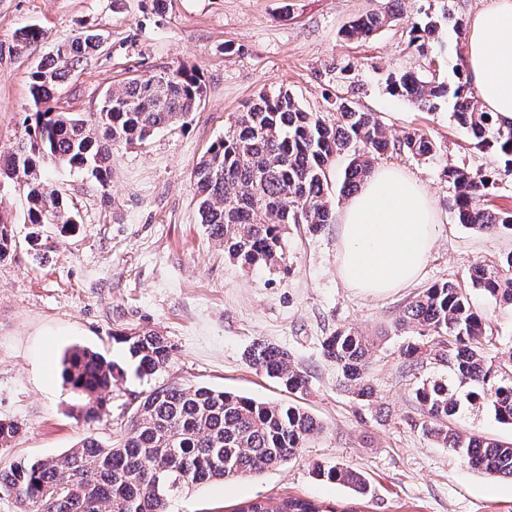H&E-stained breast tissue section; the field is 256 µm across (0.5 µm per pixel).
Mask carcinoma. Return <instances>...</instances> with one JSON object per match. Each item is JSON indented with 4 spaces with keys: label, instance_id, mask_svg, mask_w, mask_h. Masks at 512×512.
I'll list each match as a JSON object with an SVG mask.
<instances>
[{
    "label": "carcinoma",
    "instance_id": "1",
    "mask_svg": "<svg viewBox=\"0 0 512 512\" xmlns=\"http://www.w3.org/2000/svg\"><path fill=\"white\" fill-rule=\"evenodd\" d=\"M402 0H383L381 8L350 22L348 39L370 36L401 15ZM424 19L412 25L408 47L425 56L419 71L390 78L392 91L434 111L453 99L452 117L471 131L478 145L494 151L503 170L512 173V120L501 121L477 105L472 88L456 68L451 88L436 81L434 40L438 21L417 8ZM46 32L27 26L16 34V46L44 39ZM101 46L99 37L84 32L57 48L55 57L31 74L29 93L35 125L26 129L15 149L0 156V181L22 179L27 188V218L33 228L30 245L38 244L36 228L52 217L64 230L77 220L63 199L37 176L49 160L84 172L98 183L108 182L112 146L143 141L194 111L204 92L202 74L184 66L127 81L105 93L92 113L57 112L49 103L65 78ZM334 112H308L288 92L258 91L235 113L224 137L208 148L193 171L201 223L224 243V253L250 267L273 266L283 258V230L306 224L317 232L332 222L329 172L336 158L349 157L340 193L351 195L373 172L375 159L407 153L428 158L438 143L422 132L389 137L382 122L346 98L331 102ZM448 181L456 191L458 222L485 232L512 231V212L484 207L490 179L481 173L450 168ZM15 242L11 219L0 215V259ZM471 280L496 302L512 304V253L497 264L478 263ZM416 325L425 343L438 347V361L448 379L423 382L416 396L423 406L424 433L459 460L490 476L512 478V444L448 428V418L462 402L486 407L501 424L512 425V348L497 362L487 358L485 324L466 294L452 281L434 284L409 303L398 320ZM128 353L141 376L161 370L169 359L166 339L151 330L124 336ZM371 341L351 330L338 329L322 343V353L336 366L344 386L360 400L372 396L366 383ZM248 361L299 399L308 394L309 379L289 353L256 342ZM114 364L83 349L63 363V376L79 406L91 418L103 409L116 379ZM318 430L315 418L298 403L261 402L203 386L161 385L144 393L117 446L94 438L59 455L0 468V494L15 497L24 512H168L183 491L216 480L231 481L293 459L305 440ZM21 431L16 421L0 420V447ZM315 475L366 493L362 473L340 464L318 468ZM237 512H355L301 497L277 501L253 499Z\"/></svg>",
    "mask_w": 512,
    "mask_h": 512
}]
</instances>
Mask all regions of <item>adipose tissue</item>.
<instances>
[{
    "instance_id": "ef3b65f1",
    "label": "adipose tissue",
    "mask_w": 512,
    "mask_h": 512,
    "mask_svg": "<svg viewBox=\"0 0 512 512\" xmlns=\"http://www.w3.org/2000/svg\"><path fill=\"white\" fill-rule=\"evenodd\" d=\"M464 70L484 107L512 119V0H493L472 18ZM340 226L339 276L382 294L417 280L436 242L437 214L416 179L380 167L350 197Z\"/></svg>"
}]
</instances>
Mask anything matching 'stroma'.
<instances>
[{
    "label": "stroma",
    "instance_id": "1",
    "mask_svg": "<svg viewBox=\"0 0 512 512\" xmlns=\"http://www.w3.org/2000/svg\"><path fill=\"white\" fill-rule=\"evenodd\" d=\"M380 2L168 0L158 15L152 0H0L1 153L25 133L32 71L79 31L100 34L104 44L61 85L52 102L56 111H96L108 89L179 66L199 68L205 83L185 123L113 146L108 185L60 165L40 167L42 180L61 194L78 224L67 232L42 225L39 250L25 241V184L0 189V211L12 218L17 241L0 260V418L23 425L0 450V468L62 453L91 434L110 442L124 433L142 392L156 385L200 384L288 402V394L246 360L251 344L261 340L287 350L309 373L303 406L320 431L286 464L193 487L171 501L169 512H237L259 495L350 504L357 512H512V480L466 467L423 433L414 390L447 369L429 353L412 366L405 348L418 342V331L396 327L414 297L450 280L485 318L494 340L488 356L501 354L512 338V306L472 289L469 274L475 263L511 253L512 233L459 224L446 171L496 174L489 204L504 211H512V175H501L496 154L477 147L454 122L451 102L428 112L392 93L391 75L424 64L407 46L408 31L420 19L411 4H404L401 20L368 38L344 37L352 20L377 11ZM491 3L423 0L432 13L446 10L453 17L435 34L434 47L445 57L439 81H458L465 38L455 34L453 21L470 23ZM27 25L46 37L15 49V34ZM263 88L288 91L310 112L330 111L335 97H345L376 114L389 136L419 130L440 144L429 160L402 154L375 161L415 177L435 201L437 244L413 284L380 295L350 288L337 274L335 223L317 232L289 225L286 258L272 268L242 266L211 238L198 214L193 170L223 136L232 113ZM342 328L374 342L370 403L346 391L322 355L324 338ZM143 330L165 336L171 347L167 366L151 377L137 375L119 341ZM76 346L124 370L94 422L77 409L61 376V360ZM452 425L512 442V428L475 404H462ZM335 464L364 474L368 494L357 497L316 477L317 466Z\"/></svg>",
    "mask_w": 512,
    "mask_h": 512
}]
</instances>
